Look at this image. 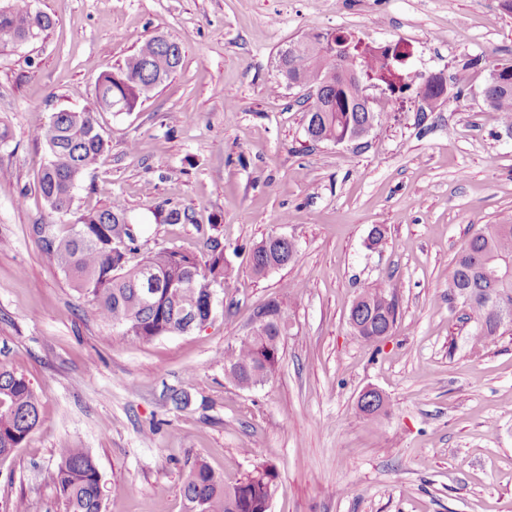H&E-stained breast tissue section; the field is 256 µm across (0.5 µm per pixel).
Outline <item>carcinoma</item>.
<instances>
[{"instance_id": "cac0c4a2", "label": "carcinoma", "mask_w": 512, "mask_h": 512, "mask_svg": "<svg viewBox=\"0 0 512 512\" xmlns=\"http://www.w3.org/2000/svg\"><path fill=\"white\" fill-rule=\"evenodd\" d=\"M0 11V49L36 40L53 21L33 8V0H4ZM297 50L284 48L286 64L305 86L322 83L333 95H309L304 100L305 132L313 142H336L367 124L381 122V113L368 112L339 83V55L343 45L355 61L360 80L400 92L414 76L403 68L408 56L399 45L372 47L349 32L312 30L293 42ZM181 43H162L151 37L110 72L97 78L95 107L79 112L52 114L34 131V138L47 149L37 189L50 209L72 220L64 236H47L45 225H34L45 259L69 275L75 290L94 304L99 316L133 341L145 343L158 337L185 332L184 316L192 310L197 321L209 316L208 296L198 288L210 283L229 287L231 273L224 265V251L214 244L203 260L174 248H163L140 262L129 264L136 251V234L127 209L118 199L98 210L74 207L75 190L104 156V142L96 114L108 110L133 111L138 103L166 82L181 66ZM506 77L492 88L490 109L501 124L512 129V66L501 67ZM294 242L283 251L267 241L255 246L249 264L257 275L276 268L282 259L293 260ZM151 275L155 284L152 302L143 300V280ZM448 292L476 320L472 346L481 349L490 336H500L512 327V222L487 224L472 234L453 258L448 274ZM399 299L393 285L385 282L364 288L352 303L349 320L359 328L354 335L376 343L391 334L398 315ZM270 318L252 336H242L224 351V378L240 387L252 388L272 375L281 359V340L286 320L281 304L272 300L263 306ZM39 422L38 401L29 381L0 366V458H8L27 441ZM55 483L65 512H104V489L96 462L87 448L56 449ZM274 468L255 466L236 483L227 484L202 459L194 461L182 485L185 512H268L276 479Z\"/></svg>"}]
</instances>
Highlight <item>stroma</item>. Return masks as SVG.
Wrapping results in <instances>:
<instances>
[{"instance_id": "stroma-1", "label": "stroma", "mask_w": 512, "mask_h": 512, "mask_svg": "<svg viewBox=\"0 0 512 512\" xmlns=\"http://www.w3.org/2000/svg\"><path fill=\"white\" fill-rule=\"evenodd\" d=\"M52 27L0 51V364L24 375L40 420L0 461V512H64L56 450L86 448L104 512H183L187 464L232 484L253 465L278 472L270 512H512V331L479 351L475 323L448 298L468 237L512 218V135L481 91L512 65V17L499 0H35ZM400 44L413 76L441 73L448 100L422 111L417 89L367 93L384 123L355 142L305 135L298 87L276 85L277 53L312 30ZM178 40L177 72L130 112L97 116L106 152L75 192L101 209L121 199L139 257L175 248L231 267L200 328L135 343L101 320L44 258L34 225L66 234L36 188L46 158L33 137L59 109L82 110L99 73L146 39ZM185 212L178 224L169 209ZM382 225L384 239L369 248ZM296 244L255 275L253 247ZM392 282L400 314L370 345L349 309ZM278 300L281 361L264 383L224 378V350ZM368 387L387 413L365 423ZM185 391L191 403L171 410Z\"/></svg>"}]
</instances>
